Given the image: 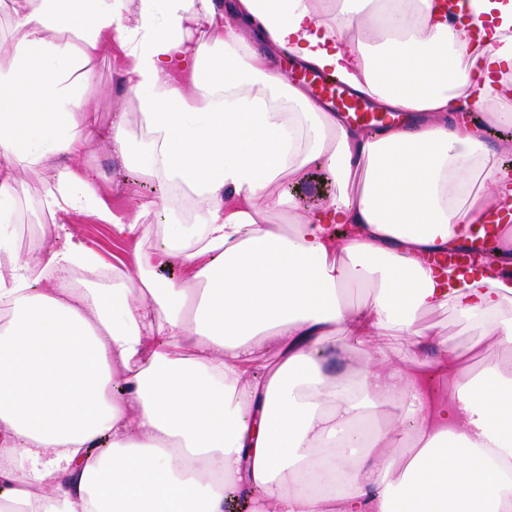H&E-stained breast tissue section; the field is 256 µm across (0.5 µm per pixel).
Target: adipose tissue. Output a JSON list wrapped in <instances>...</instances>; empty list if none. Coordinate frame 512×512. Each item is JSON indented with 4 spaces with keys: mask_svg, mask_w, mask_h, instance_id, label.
<instances>
[{
    "mask_svg": "<svg viewBox=\"0 0 512 512\" xmlns=\"http://www.w3.org/2000/svg\"><path fill=\"white\" fill-rule=\"evenodd\" d=\"M0 42V512H512V368L476 372L419 328L449 308L476 350L512 346V0H10ZM253 38H245V30ZM417 119L351 126L275 51ZM119 61L150 135L140 174L190 189L113 210L83 157L130 158L95 118L92 61ZM336 193L298 211L284 178ZM53 222L89 213L135 242L97 285L78 239L16 247L17 168ZM492 223L494 273L440 269ZM154 246L140 242L156 227ZM180 261L190 275L159 280ZM82 269L85 285L61 274ZM373 288L352 306L350 284ZM398 340L333 374L330 349ZM400 405L402 424L380 408ZM107 438L97 454L89 445ZM406 449L398 458L397 449Z\"/></svg>",
    "mask_w": 512,
    "mask_h": 512,
    "instance_id": "1",
    "label": "adipose tissue"
}]
</instances>
